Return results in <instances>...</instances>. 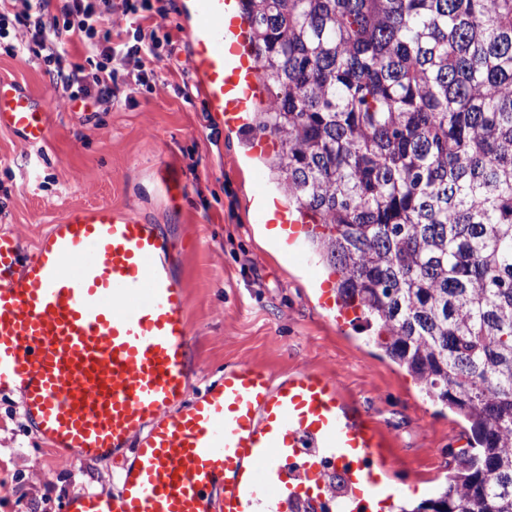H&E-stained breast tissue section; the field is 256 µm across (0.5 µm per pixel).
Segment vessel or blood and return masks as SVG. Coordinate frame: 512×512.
Returning <instances> with one entry per match:
<instances>
[{"label": "vessel or blood", "mask_w": 512, "mask_h": 512, "mask_svg": "<svg viewBox=\"0 0 512 512\" xmlns=\"http://www.w3.org/2000/svg\"><path fill=\"white\" fill-rule=\"evenodd\" d=\"M178 17L207 111L266 155L273 138L249 123L265 91L243 0H180ZM0 129L37 149L50 132L41 102L3 80ZM153 177L168 200L185 190L166 167ZM254 220L308 271L319 304L354 320L301 247L308 224L263 191ZM186 305L176 243L130 209H72L29 252L0 234V395L21 392L26 422L60 457L124 459L116 492L70 497L61 512H389L391 444L335 376L276 383L240 363L191 394Z\"/></svg>", "instance_id": "obj_1"}]
</instances>
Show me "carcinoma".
<instances>
[{
    "label": "carcinoma",
    "instance_id": "obj_1",
    "mask_svg": "<svg viewBox=\"0 0 512 512\" xmlns=\"http://www.w3.org/2000/svg\"><path fill=\"white\" fill-rule=\"evenodd\" d=\"M246 2L262 164L387 356L471 423L397 512H512V0Z\"/></svg>",
    "mask_w": 512,
    "mask_h": 512
}]
</instances>
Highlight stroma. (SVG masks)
<instances>
[{
    "label": "stroma",
    "instance_id": "obj_1",
    "mask_svg": "<svg viewBox=\"0 0 512 512\" xmlns=\"http://www.w3.org/2000/svg\"><path fill=\"white\" fill-rule=\"evenodd\" d=\"M174 57L154 62L167 88L105 111L57 92L38 65L0 56V80L33 93L47 111L50 138L34 149L0 129V231L29 247L70 209L125 206L179 246L188 289L187 317L201 392L225 367L253 362L273 379L314 370L340 379L350 398L393 445L388 478L416 505L446 487L458 456L471 448L470 424L425 396L385 355L375 325L337 328L312 286L286 267L251 221L250 164L243 140L225 132L196 86L180 93L190 44L175 0H157ZM166 165L185 185L179 203L159 195L151 177ZM118 460L71 462L28 431L15 395L0 397V512H60L69 497L117 487Z\"/></svg>",
    "mask_w": 512,
    "mask_h": 512
}]
</instances>
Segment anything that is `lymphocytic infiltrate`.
Returning <instances> with one entry per match:
<instances>
[{
  "mask_svg": "<svg viewBox=\"0 0 512 512\" xmlns=\"http://www.w3.org/2000/svg\"><path fill=\"white\" fill-rule=\"evenodd\" d=\"M125 24L112 19L111 0H25L23 10L0 0V55L35 62L55 88L71 98L133 105L137 94L162 86L153 64L172 47L170 32L155 20L152 0H123ZM26 39H17L16 29ZM81 45L83 63L69 60L68 47Z\"/></svg>",
  "mask_w": 512,
  "mask_h": 512,
  "instance_id": "obj_1",
  "label": "lymphocytic infiltrate"
}]
</instances>
